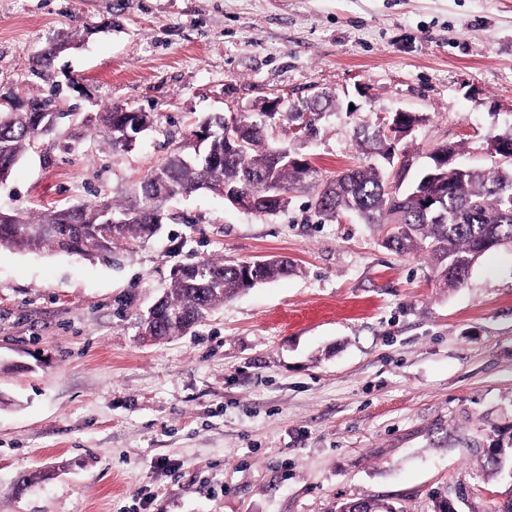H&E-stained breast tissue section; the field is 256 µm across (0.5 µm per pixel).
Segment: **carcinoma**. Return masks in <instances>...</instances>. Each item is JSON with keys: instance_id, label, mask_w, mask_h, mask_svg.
I'll return each mask as SVG.
<instances>
[{"instance_id": "1", "label": "carcinoma", "mask_w": 512, "mask_h": 512, "mask_svg": "<svg viewBox=\"0 0 512 512\" xmlns=\"http://www.w3.org/2000/svg\"><path fill=\"white\" fill-rule=\"evenodd\" d=\"M71 45L67 35L33 60L32 72L45 77L55 58ZM60 85L43 96L30 97L29 107L0 108V181L9 177L22 156L43 134L52 131L64 113L55 99ZM324 110L321 100L294 104L287 112H249L207 115L179 146L130 192L66 208L13 212L0 219V247L26 251L43 249L105 260L112 248L152 238L166 220L170 200L205 190L226 197L247 198L252 214L283 211L291 195L311 189V208L322 220L352 213L365 224L387 228L384 245L399 253L424 252L448 288L464 284L475 262L486 252L512 246V166L488 171L463 167L434 183L415 182L419 190L442 199L438 211L421 207L410 186L394 187L390 173L373 163L360 164L326 176L309 161L290 163L295 154L274 147L268 134L286 123L314 125ZM137 119L145 131L154 128L152 112L135 115L111 107L99 113L93 129L101 142L114 149L128 148L126 129ZM387 140L378 129L361 135V148L371 154ZM292 267L280 259L226 263L204 259L175 266L170 292L162 295L153 314L138 322L139 334L155 341L180 336L204 322L224 301L257 284L288 276ZM512 460V432L496 439L481 462L487 477L497 475ZM338 512H381L372 498L342 504Z\"/></svg>"}]
</instances>
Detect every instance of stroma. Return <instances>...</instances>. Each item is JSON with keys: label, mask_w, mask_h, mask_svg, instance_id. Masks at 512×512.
<instances>
[{"label": "stroma", "mask_w": 512, "mask_h": 512, "mask_svg": "<svg viewBox=\"0 0 512 512\" xmlns=\"http://www.w3.org/2000/svg\"><path fill=\"white\" fill-rule=\"evenodd\" d=\"M70 32L52 79L33 76ZM54 83L69 116L0 182V211L116 195L207 114L324 92L313 133L270 136L324 175L364 162L358 131L396 110L419 118L395 145L416 165L454 143L489 170L512 128V0H0V95ZM112 106L157 126L125 151L92 142ZM310 202L260 218L176 199L108 262L0 248V512H432L460 483L464 512H496L507 483L480 461L512 427V248L448 288L381 226ZM271 256L292 272L184 335L139 336L173 266ZM71 36L66 35L60 38L59 41L48 51L38 54L33 60L32 72L39 78L48 76L55 58L65 50L69 49L71 45Z\"/></svg>", "instance_id": "1"}]
</instances>
